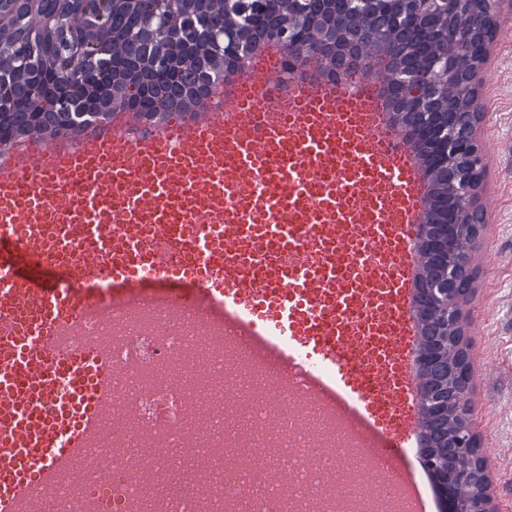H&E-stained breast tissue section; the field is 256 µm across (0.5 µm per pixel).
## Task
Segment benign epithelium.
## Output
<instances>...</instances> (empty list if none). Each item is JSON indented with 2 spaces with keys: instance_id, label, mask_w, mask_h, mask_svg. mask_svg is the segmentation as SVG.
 I'll return each mask as SVG.
<instances>
[{
  "instance_id": "obj_1",
  "label": "benign epithelium",
  "mask_w": 512,
  "mask_h": 512,
  "mask_svg": "<svg viewBox=\"0 0 512 512\" xmlns=\"http://www.w3.org/2000/svg\"><path fill=\"white\" fill-rule=\"evenodd\" d=\"M283 0L277 27L269 34L239 24L241 0H0V103L16 84L47 75L27 109V127H41L43 114L60 126L81 127L110 120L116 110L152 115L178 105L188 112L211 103L224 80L250 65L261 43L283 52L282 84L313 71L328 82L377 73L395 120L412 147L424 155L428 185L426 221L419 239V323L433 325L421 341L418 374L425 378L448 361V337L466 347L464 308L469 294L459 288L473 273V252L486 224L481 205L483 158L479 107L480 74L498 32L504 0H319L316 18ZM139 18L141 48L128 53L133 34L112 29L110 18ZM477 40L481 50L462 59L448 43ZM433 45L435 55L413 62L414 46ZM75 72L53 78L62 62ZM440 207L431 206L434 200ZM421 414L448 416V406L421 397ZM476 445L470 424L446 448L422 449L444 512H496L488 476L468 496L460 493L459 457Z\"/></svg>"
}]
</instances>
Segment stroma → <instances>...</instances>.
Masks as SVG:
<instances>
[{
  "mask_svg": "<svg viewBox=\"0 0 512 512\" xmlns=\"http://www.w3.org/2000/svg\"><path fill=\"white\" fill-rule=\"evenodd\" d=\"M487 224L467 307L471 424L497 512H512V13L503 12L481 75Z\"/></svg>",
  "mask_w": 512,
  "mask_h": 512,
  "instance_id": "1",
  "label": "stroma"
}]
</instances>
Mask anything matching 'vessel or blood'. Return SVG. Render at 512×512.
I'll return each mask as SVG.
<instances>
[{
    "label": "vessel or blood",
    "mask_w": 512,
    "mask_h": 512,
    "mask_svg": "<svg viewBox=\"0 0 512 512\" xmlns=\"http://www.w3.org/2000/svg\"><path fill=\"white\" fill-rule=\"evenodd\" d=\"M427 184L382 89L245 72L224 109L0 153V512H27L104 427L112 346L86 323L159 305L261 356L393 464L420 442L415 244ZM112 286L109 299L100 284ZM287 344H277V337ZM409 512L420 484L395 473Z\"/></svg>",
    "instance_id": "1"
}]
</instances>
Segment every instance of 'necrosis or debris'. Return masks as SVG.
Here are the masks:
<instances>
[{"label":"necrosis or debris","mask_w":512,"mask_h":512,"mask_svg":"<svg viewBox=\"0 0 512 512\" xmlns=\"http://www.w3.org/2000/svg\"><path fill=\"white\" fill-rule=\"evenodd\" d=\"M113 333L119 343L112 358V433L101 437L92 460L46 492L58 512H92L101 490L111 497L113 512H364V502L330 490V475L262 470L271 451L320 452L329 443L303 425L285 434L295 398L267 399L269 371L243 357L237 361L240 405L250 410L254 433L234 452L233 466H225L231 395L224 390V348L207 326L193 322L178 330L155 310L133 324L115 320ZM200 352L209 362L205 373L196 369ZM173 359L186 383L167 381L165 366Z\"/></svg>","instance_id":"obj_1"}]
</instances>
